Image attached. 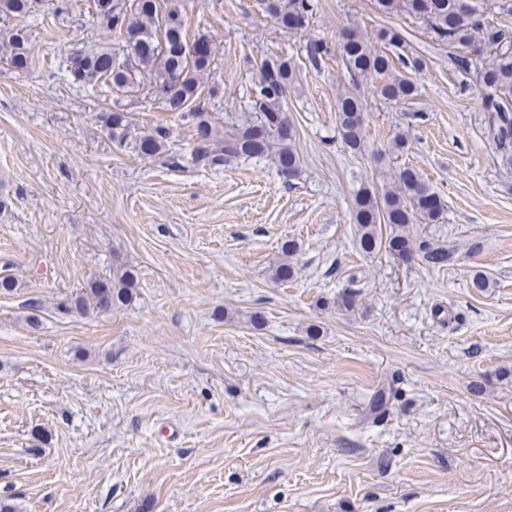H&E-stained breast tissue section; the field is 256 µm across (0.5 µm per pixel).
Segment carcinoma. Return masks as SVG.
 <instances>
[{"instance_id": "obj_1", "label": "carcinoma", "mask_w": 512, "mask_h": 512, "mask_svg": "<svg viewBox=\"0 0 512 512\" xmlns=\"http://www.w3.org/2000/svg\"><path fill=\"white\" fill-rule=\"evenodd\" d=\"M35 4L37 0H0V18L24 17L35 10ZM375 4L387 15L402 13L423 20L435 41L456 49L458 69L475 72L481 85L487 137L502 165L512 166V29L491 24L471 0H375ZM260 5L290 32L306 28L317 8L314 0H260ZM92 9L99 24L117 35L119 43L116 47L109 43L95 52L67 54L71 84H97L117 95L145 89L153 100L162 101L167 111L187 113L194 120L198 139L195 162L204 167L270 156L282 176L295 175L299 165L294 149L296 132L284 108L295 80L293 59L272 55L256 66L252 96L246 104L248 118L221 137L210 115L196 105L214 53L190 54L181 13L171 0H93ZM5 36L11 66L26 69L28 35L16 27ZM331 53L341 59L352 80H376L374 91L385 100L408 101L418 95L414 79L397 72L399 65L413 73L420 71L424 61L418 56L400 52L392 56L355 29L347 30L332 51L321 42L310 43L308 58L317 66ZM100 120L112 142L144 156L159 154L170 136V129L163 125L144 135L132 133L128 113L121 109L100 114ZM363 127V96L355 89L338 94L336 128L350 149L361 148ZM442 211L440 196L414 167L398 169L380 190L362 182L352 196L356 246L367 256L384 251L394 258L416 259L428 268L445 267L452 259L447 246L410 233V225L434 223ZM384 224L391 229L387 235L382 230ZM135 285L136 275L117 266L111 278L89 282L86 295L75 306L83 312H110L131 299Z\"/></svg>"}]
</instances>
